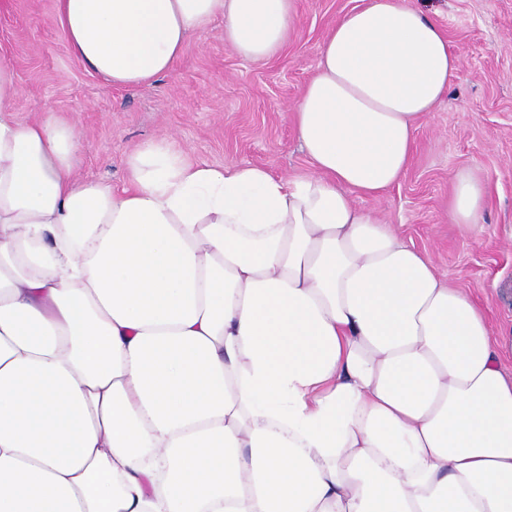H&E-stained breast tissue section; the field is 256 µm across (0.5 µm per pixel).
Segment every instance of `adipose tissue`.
<instances>
[{"label": "adipose tissue", "mask_w": 512, "mask_h": 512, "mask_svg": "<svg viewBox=\"0 0 512 512\" xmlns=\"http://www.w3.org/2000/svg\"><path fill=\"white\" fill-rule=\"evenodd\" d=\"M263 62L296 0H58L116 87L191 35ZM459 68L433 17L360 0L293 112L311 172L192 161L75 175L73 127L16 118L0 62V512H512V337L356 197L408 169ZM486 188L454 182L478 236Z\"/></svg>", "instance_id": "adipose-tissue-1"}]
</instances>
